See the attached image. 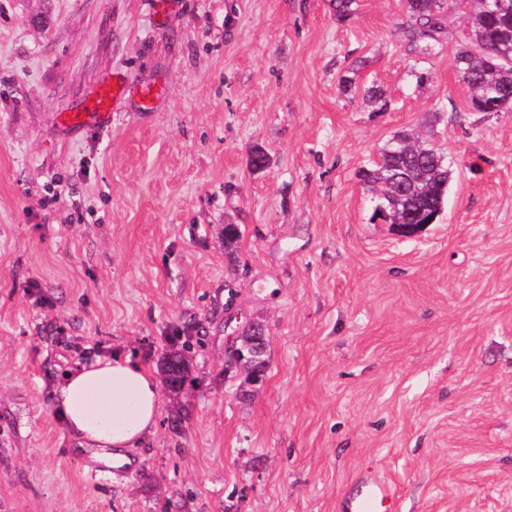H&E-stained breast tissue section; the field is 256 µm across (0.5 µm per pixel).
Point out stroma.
<instances>
[{"label": "stroma", "instance_id": "1", "mask_svg": "<svg viewBox=\"0 0 512 512\" xmlns=\"http://www.w3.org/2000/svg\"><path fill=\"white\" fill-rule=\"evenodd\" d=\"M464 25L427 57L404 0H0V512H338L366 469L398 512H512V112L472 109ZM103 80L111 125L60 126ZM412 129L452 176L404 237L359 173ZM253 320L249 393L224 362ZM176 333L184 412L160 392L138 470L88 480L65 375L158 369ZM266 335L265 325L258 321H252L248 324L243 336H233L232 341L227 349V360L225 365L226 370L236 368L238 364H246L245 360L237 362L236 358L232 359V353H235V355L238 357V353L236 351L239 349V347H241L240 350L242 352V356L247 358L248 356L246 355L245 350H249L252 356L248 357V359L254 361L258 374L261 376V378L258 379L251 375L249 382L253 386L263 384L268 369L267 360L263 357L265 354L264 345L265 348L267 346ZM238 342H241V346H239Z\"/></svg>", "mask_w": 512, "mask_h": 512}]
</instances>
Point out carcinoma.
Returning a JSON list of instances; mask_svg holds the SVG:
<instances>
[{"label": "carcinoma", "instance_id": "1", "mask_svg": "<svg viewBox=\"0 0 512 512\" xmlns=\"http://www.w3.org/2000/svg\"><path fill=\"white\" fill-rule=\"evenodd\" d=\"M447 0H405L412 19V40H434L443 29ZM467 19L455 56L456 69L478 112L512 109V0L489 8L486 0H456ZM381 159L364 171L379 194L385 213L401 224H433L441 214L451 171L445 153L408 133H397L382 147ZM191 360L171 348L160 363L163 384L176 400L183 391Z\"/></svg>", "mask_w": 512, "mask_h": 512}]
</instances>
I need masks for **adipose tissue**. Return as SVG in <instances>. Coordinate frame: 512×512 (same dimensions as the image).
Masks as SVG:
<instances>
[{
  "mask_svg": "<svg viewBox=\"0 0 512 512\" xmlns=\"http://www.w3.org/2000/svg\"><path fill=\"white\" fill-rule=\"evenodd\" d=\"M58 401L72 439L107 464L157 428L158 383L150 369L126 358L99 357L70 372Z\"/></svg>",
  "mask_w": 512,
  "mask_h": 512,
  "instance_id": "adipose-tissue-1",
  "label": "adipose tissue"
}]
</instances>
